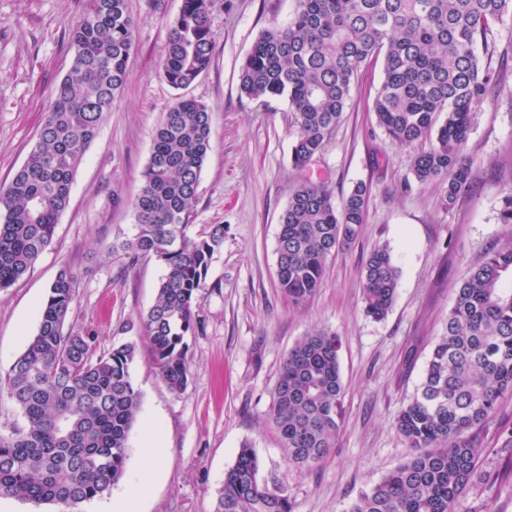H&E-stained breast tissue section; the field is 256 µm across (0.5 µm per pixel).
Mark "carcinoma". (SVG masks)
<instances>
[{
	"label": "carcinoma",
	"instance_id": "cac0c4a2",
	"mask_svg": "<svg viewBox=\"0 0 512 512\" xmlns=\"http://www.w3.org/2000/svg\"><path fill=\"white\" fill-rule=\"evenodd\" d=\"M213 6L214 0H182L171 23L163 69L176 89L209 68ZM506 15L512 0H296L288 24L268 27L254 43L240 90L253 99L288 100L297 128L291 159L303 168L336 130L355 75L383 57L378 124L394 144L418 148V181L448 180L443 204L450 206L470 188L465 146L495 90L493 27ZM135 25L127 0H93L73 30L71 67L38 142L0 186V289L30 272L50 245L75 173L126 83ZM210 121L209 108L191 98L164 113L132 202L133 234L112 244L128 265L150 258L164 270L141 336L175 392L188 385L187 337L203 328L201 290L224 245V225L196 234L192 224ZM368 194L363 183L339 201L320 184L295 190L280 216L276 249L278 286L289 301L313 295L328 259L358 238ZM509 272L512 237L483 251L456 289L417 394L397 416V432L414 453L362 491L351 512H453L473 482L485 452L479 431L512 392V289L502 285ZM397 283L388 249L375 248L363 270L369 316L385 318ZM77 288L76 275L61 268L35 334L4 376L24 426L0 432V498L60 512H80L123 478L141 409L131 376L137 343L105 351L95 334L65 328ZM339 349L335 333L313 330L283 360L268 419L297 467L319 463L340 430ZM214 512H293V505L285 489L259 479L257 454L245 443L224 475Z\"/></svg>",
	"mask_w": 512,
	"mask_h": 512
}]
</instances>
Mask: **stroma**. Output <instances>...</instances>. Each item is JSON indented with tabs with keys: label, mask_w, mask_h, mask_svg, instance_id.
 <instances>
[{
	"label": "stroma",
	"mask_w": 512,
	"mask_h": 512,
	"mask_svg": "<svg viewBox=\"0 0 512 512\" xmlns=\"http://www.w3.org/2000/svg\"><path fill=\"white\" fill-rule=\"evenodd\" d=\"M91 5L0 0V184L36 144L71 64L69 36ZM180 7L181 0H128L136 27L124 89L75 174L51 244L30 273L0 290V374L36 332L39 308L64 266L79 281L69 325L95 331L104 350L139 341L163 269L149 258L127 266L112 243L132 232L131 203L164 112L177 97L196 99L211 112V150L194 224L199 231L223 225L224 245L201 292L204 329L188 339L186 389L166 386L148 348L131 367L141 412L130 433L127 474L138 468L146 427L158 431L163 448L140 512H214L224 474L245 443L257 453L260 478L287 491L293 512H349L360 491L408 457L396 419L417 393L455 290L482 251L512 236V225L498 219L502 198L512 192V19L494 31L492 64L508 72L469 135L472 189L446 207L444 184L418 182L414 148L394 145L376 121L382 61L359 72L331 138L298 169L287 100L239 91L246 55L264 29L287 24L295 0H215L210 67L177 90L163 75L162 59ZM305 181L338 199L362 182L369 198L358 238L336 251L320 287L296 305L278 287L276 248L280 215ZM378 246L387 247L399 271L393 307L381 320L363 308L362 270ZM315 328L341 340L342 423L325 458L299 468L289 462L268 408L288 350ZM480 436L485 454L454 512H512L511 393Z\"/></svg>",
	"instance_id": "obj_1"
}]
</instances>
